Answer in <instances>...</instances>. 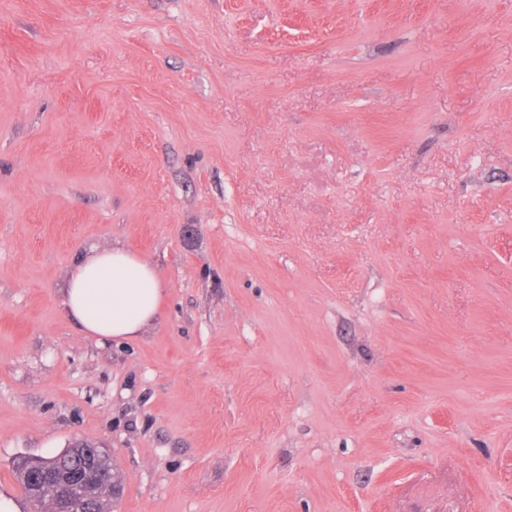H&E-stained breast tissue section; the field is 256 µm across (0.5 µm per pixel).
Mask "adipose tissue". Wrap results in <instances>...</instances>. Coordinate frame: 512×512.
I'll list each match as a JSON object with an SVG mask.
<instances>
[{"mask_svg":"<svg viewBox=\"0 0 512 512\" xmlns=\"http://www.w3.org/2000/svg\"><path fill=\"white\" fill-rule=\"evenodd\" d=\"M165 283L125 247L94 248L74 263L62 298L66 318L105 342L136 339L160 316Z\"/></svg>","mask_w":512,"mask_h":512,"instance_id":"adipose-tissue-1","label":"adipose tissue"}]
</instances>
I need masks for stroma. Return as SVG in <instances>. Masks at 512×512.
<instances>
[{"mask_svg":"<svg viewBox=\"0 0 512 512\" xmlns=\"http://www.w3.org/2000/svg\"><path fill=\"white\" fill-rule=\"evenodd\" d=\"M76 439L114 512H512V0H0V493ZM165 283L149 260L120 245L92 248L74 263L65 317L100 342L137 339L161 314Z\"/></svg>","mask_w":512,"mask_h":512,"instance_id":"obj_1","label":"stroma"}]
</instances>
